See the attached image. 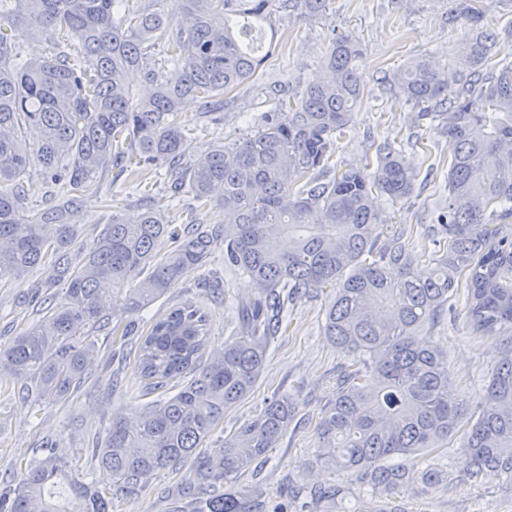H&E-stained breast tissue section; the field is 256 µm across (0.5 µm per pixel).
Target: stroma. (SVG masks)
Listing matches in <instances>:
<instances>
[{
    "instance_id": "obj_1",
    "label": "stroma",
    "mask_w": 512,
    "mask_h": 512,
    "mask_svg": "<svg viewBox=\"0 0 512 512\" xmlns=\"http://www.w3.org/2000/svg\"><path fill=\"white\" fill-rule=\"evenodd\" d=\"M271 21L277 35L254 81L225 92L224 108L218 112H204L194 100L184 104L182 119L197 126L199 148L238 141L247 133L249 121L270 108L268 88L288 96L320 81L327 72L332 38L351 35L364 52L358 69L364 97L338 141L337 166L364 168L375 160L376 143L385 139L399 143L417 172L415 192L402 203L394 205L381 196L377 204L393 223L408 230L417 252H433L442 238L436 215L448 202V166L455 144L439 132L436 123L419 120L412 106L393 103L381 79L419 57L450 64L471 33L469 24L449 22L448 0H330L324 16L311 18L288 11L272 15ZM100 181L102 196L85 198L76 214V224L88 241L111 223L113 214L136 212L145 208L148 195L167 192L160 175L152 177L143 191L112 171L103 172ZM215 271L228 282L230 296L251 295V281L226 273L224 250L216 248L210 270L192 274L146 309L114 317L109 326L96 330L97 355L90 377L68 401L23 399L16 381L0 375V485L20 478L38 456L41 444L56 440L66 444L80 471L108 484V476L91 454L93 439L103 437L113 416L135 417L145 404L169 395L165 388L146 390L130 364L121 383L110 386L107 364L119 357L125 345L126 322L157 321L181 297H194L210 316L204 356L212 358L235 326L224 301L214 299L202 286ZM61 288L50 262L22 281L1 286L0 345L40 320L45 298L60 294ZM335 296V289L326 287L289 305L262 376L245 400L225 412L223 424L213 433V440H222L274 396L295 399L298 412L283 441L254 473L240 477V484L263 490L276 512H512V483L478 486L464 478L458 447L469 428L465 422L434 456L422 454L408 461V480L389 495L371 493L355 475L339 474L317 463L315 425L336 387L337 373L351 362L350 355L337 350L324 334L325 311ZM465 297V292H458L450 308L422 331L420 339L447 352L452 388L471 414L486 406L479 384L501 358L503 338L473 332ZM432 461L447 471V487L431 489L422 482L421 473ZM184 477L181 470L158 473L139 498L113 496L112 512H168ZM329 485L339 487L337 497L311 501L309 490Z\"/></svg>"
}]
</instances>
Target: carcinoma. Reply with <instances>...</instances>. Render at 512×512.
<instances>
[{"label": "carcinoma", "instance_id": "cac0c4a2", "mask_svg": "<svg viewBox=\"0 0 512 512\" xmlns=\"http://www.w3.org/2000/svg\"><path fill=\"white\" fill-rule=\"evenodd\" d=\"M0 0V284L24 279L52 261L62 294L45 316L0 347V373L22 396L70 398L89 378L95 342L89 330L139 311L188 276L207 268L224 242V264L247 275L252 295L236 300L237 329L224 351L205 362L209 315L190 299L137 337L135 363L154 385L189 380L148 405L135 423L115 418L92 453L110 476L101 487L79 476L59 441H47L21 479L0 492V512H112V494L137 496L151 477L188 468L171 512H267L263 491L232 480L278 447L296 414L275 397L220 444L209 447L224 413L255 387L276 316L297 298L325 287L336 299L325 336L353 363L315 428L317 460L361 474L380 494L393 493L408 469L388 465L433 450L455 434L463 408L452 396L448 355L415 340L435 322L467 272L466 308L473 329L492 335L512 327V61L496 59L498 35L477 31L450 67L411 62L384 78L395 98L456 143L448 168V206L438 217L445 249L420 266L405 230L376 209L374 194L409 199L417 173L389 140L376 146V166L339 170L332 160L352 111L362 102L359 41H332L328 76L273 107L231 146L196 150V128L181 108L196 100L214 110L224 92L250 81L262 66V39L239 17L266 21L279 10L312 17L329 0ZM471 26L484 0H452ZM175 39H162L171 25ZM49 46L30 55L25 41ZM138 70L154 85L140 97L126 81ZM459 86L444 97L448 82ZM29 130L38 133L26 142ZM49 193L28 204L24 174L31 163ZM135 166L165 170L168 201L187 209L221 190L222 230L170 224L149 206L113 215L89 244L73 216L82 197L97 194V175ZM288 238V250L281 248ZM137 281L133 288L126 284ZM483 387L489 407L471 418L460 447L465 476L483 484L512 482V343ZM423 482L448 486L429 466Z\"/></svg>", "mask_w": 512, "mask_h": 512}]
</instances>
